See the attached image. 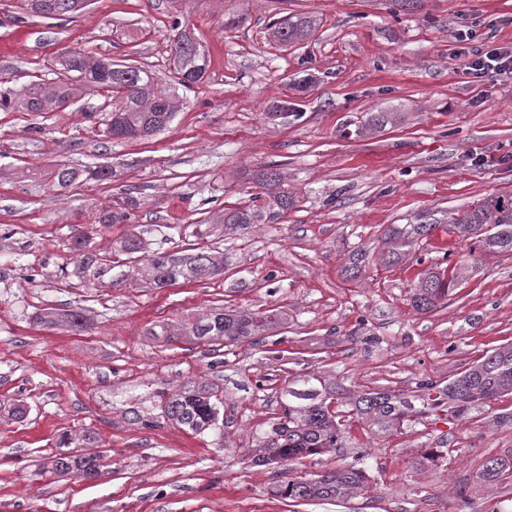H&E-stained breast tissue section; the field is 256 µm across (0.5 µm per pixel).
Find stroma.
I'll return each mask as SVG.
<instances>
[{
    "mask_svg": "<svg viewBox=\"0 0 512 512\" xmlns=\"http://www.w3.org/2000/svg\"><path fill=\"white\" fill-rule=\"evenodd\" d=\"M288 14L315 26L284 48L268 25ZM464 23L472 47L512 46V0H421L414 11L396 0H85L55 19L0 0L6 86L51 78L81 50L146 69L155 90L176 93L172 122L145 139L109 137L111 106L82 87L47 112L0 110V227L12 234L0 245V512H458L463 501L468 512H512V478L481 479L486 459L512 454V395L467 422L429 416L385 436L350 419L345 447L292 465L312 478L364 461L368 487L348 498H283L277 469L251 462L280 413L279 390L300 374L409 393L512 343V255L472 254L448 225L418 259L371 265L358 284L341 274L350 251L377 246L389 225L512 194V80L489 88L466 75L456 41ZM180 30L208 56L189 88L175 83ZM283 100L301 116L272 118ZM380 108L402 122L344 136ZM61 163L107 165L112 177L60 189L52 173ZM266 164L279 165L299 203L262 234L214 237L222 275L162 289L63 280L72 232L126 192L138 200L135 218L101 227L100 245L137 228L171 251L204 214L251 205L248 174ZM56 196L65 208L51 206ZM450 264L466 267L461 286L416 311L412 287ZM217 305L278 308L288 321L218 349L146 334ZM73 306L89 312L84 332L32 321L37 310ZM190 376L223 389V430L197 436L123 419L129 395ZM16 399L30 407L21 422L3 412ZM85 428L98 432L107 472L93 481L44 472L59 435ZM429 448L443 456L421 465ZM19 467L23 497L12 491Z\"/></svg>",
    "mask_w": 512,
    "mask_h": 512,
    "instance_id": "obj_1",
    "label": "stroma"
}]
</instances>
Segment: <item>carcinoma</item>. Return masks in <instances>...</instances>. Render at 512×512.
Returning a JSON list of instances; mask_svg holds the SVG:
<instances>
[{
  "mask_svg": "<svg viewBox=\"0 0 512 512\" xmlns=\"http://www.w3.org/2000/svg\"><path fill=\"white\" fill-rule=\"evenodd\" d=\"M27 7L44 18H57L70 12L74 0H24ZM313 22L300 16H286L271 24L275 42L290 45L308 39ZM182 60L176 67L178 85L189 88L201 82L207 72L208 60L197 42L181 35ZM60 74L51 83H31L18 90L0 88V110L18 105L28 112H47L65 103L70 87L64 76L76 72L85 78L86 87L95 92L103 85L123 87L117 118L109 124L108 134L117 137L151 135L171 121L174 99L169 94L153 90L151 76L143 69L124 64H112L82 53H72L59 61ZM402 121V113L376 111L366 113L365 120L345 135L364 136ZM262 192L261 203L243 208H227L218 218L210 217L195 224L196 243L175 251H153L141 234L131 232L121 240L101 250L95 245L94 231H80L72 236L69 262L62 268L67 278H76L94 288L123 281V268L140 266V275L155 288H164L182 279L203 281L215 276L222 268L219 253L201 241L217 236L222 230H244L253 224H274L295 208L297 197L288 191V184L278 168L270 166L255 174ZM136 205L134 197L107 207L96 224H125L130 220L129 209ZM442 224H450L461 237L472 241V250L484 255L512 254V196L491 194L453 213L428 212L416 217L414 224H393L381 240L377 254L381 263L396 266L428 241ZM369 251L356 247L344 267L347 280L359 282L366 271ZM466 269L453 267L447 271L434 267L426 270L412 295L413 306L422 312L432 310L452 295L464 279ZM35 320L51 327L80 331L90 322L88 311L81 307L68 310L44 308ZM286 314L277 308L258 311H226L216 307L201 316H189L173 328L158 324L150 335L196 343L230 346L249 337L262 336L281 328ZM506 395H512V344L486 352L479 360L448 382L425 380L412 394L390 389L365 390L351 393L315 375H300L292 379L280 395L282 413L273 423L260 445L255 464L267 466L321 454L331 448H341L340 421L330 410L336 400L351 407V412L364 420L377 433L396 430L426 415L449 412L460 420L470 418L472 411L490 405ZM158 413L144 411L141 403L128 404L123 411L131 424L156 427L163 424L185 428L195 434L221 429L224 424V391L203 378L187 382L177 392L154 393ZM100 439L93 429H84L79 437L68 433L59 436L56 450L44 457L42 468L57 477L75 474L92 477L106 466L107 454L97 450ZM512 476V457L488 459L483 467L485 481H497ZM367 472L356 465L341 467L315 478H294L275 487V492L303 500L342 498L367 487Z\"/></svg>",
  "mask_w": 512,
  "mask_h": 512,
  "instance_id": "carcinoma-1",
  "label": "carcinoma"
}]
</instances>
